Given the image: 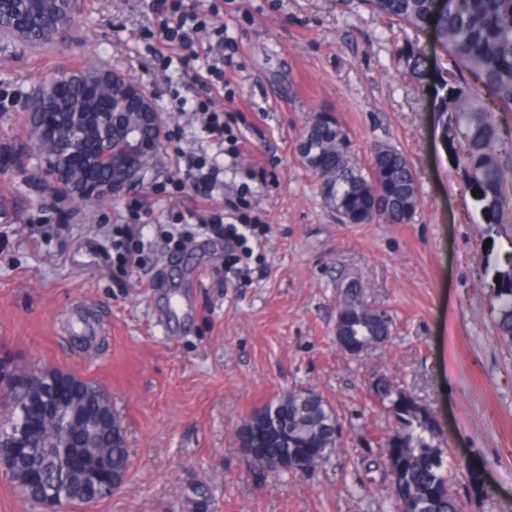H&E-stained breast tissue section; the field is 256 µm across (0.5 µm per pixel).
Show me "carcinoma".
<instances>
[{
	"label": "carcinoma",
	"mask_w": 512,
	"mask_h": 512,
	"mask_svg": "<svg viewBox=\"0 0 512 512\" xmlns=\"http://www.w3.org/2000/svg\"><path fill=\"white\" fill-rule=\"evenodd\" d=\"M370 9L417 32L435 28L440 44L451 61L453 78L442 79L441 101L448 112V138L458 167L463 172V188L474 194L483 223L503 222L506 206L512 202V177L506 172L512 155L504 157L500 148L512 138V129L502 127L496 113L512 116V0H445L440 12L432 10V0H363ZM0 32L16 34L22 41L45 46L52 40L43 14L30 0H3L0 3ZM408 67L420 74L423 53L410 43L399 49ZM154 105L132 87V81L112 70L88 67L80 71L61 70L43 82L29 98L26 111L28 125L37 126L40 117L50 112H86L92 115L83 136H50L36 147L37 153L50 151L63 154L79 144L104 147L112 142V125L135 126L141 113ZM310 148L317 163V177L328 188L325 203L349 212L350 223L370 224L383 221L401 224L409 220L418 203L415 172L403 153L391 146L375 148L370 162L360 164L355 158L348 132L329 112H320L310 121ZM113 165L101 164L95 178L76 180L73 196L92 194L102 183L112 181ZM499 300L498 330L512 340V276L497 291ZM339 310L354 319L368 313L356 285L351 284L340 295ZM94 385L85 383L75 395L76 406L89 420L102 412V404L87 396ZM403 388L390 380L376 386L381 403L394 404ZM32 396L22 385L0 387V432H7L21 420L20 408ZM269 417L274 428L286 416L307 420L306 436L301 446L331 447L336 438L325 430L333 409L321 398H305L296 392L288 394V404L275 406ZM431 411L410 409L397 416L401 428L395 435L403 438L409 457L404 480L413 489V512H460V504L452 493L456 481L448 468L442 448L434 444L437 428L428 415ZM78 438L55 415L48 416L44 430L31 437L28 455L38 461L39 449L47 446L77 447ZM87 445L95 451L128 459V449L114 445L112 426L108 423L87 437ZM289 455L281 442L265 447L263 457L255 464L267 470H278L277 463ZM470 493L486 494L482 470L468 467L463 473Z\"/></svg>",
	"instance_id": "cac0c4a2"
}]
</instances>
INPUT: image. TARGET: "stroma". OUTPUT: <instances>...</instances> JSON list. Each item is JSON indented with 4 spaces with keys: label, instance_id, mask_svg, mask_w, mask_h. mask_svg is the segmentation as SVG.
Here are the masks:
<instances>
[{
    "label": "stroma",
    "instance_id": "stroma-1",
    "mask_svg": "<svg viewBox=\"0 0 512 512\" xmlns=\"http://www.w3.org/2000/svg\"><path fill=\"white\" fill-rule=\"evenodd\" d=\"M238 50L229 88L208 89L179 63L164 65L158 0H81L63 43L33 48L0 35V360L57 367L103 388L127 434L128 474L111 497L63 512H391L394 487L379 461L396 418L374 400L380 379L430 408L458 472L481 466L487 498L453 486L462 512H512V343L498 332L497 271L512 253L503 223L473 215L455 164L444 163L446 115L437 95L448 58L434 32L400 29L359 0H211ZM417 42L424 75L399 49ZM103 67L139 84L180 139L164 142L145 184L93 204L58 201L34 166L23 105L62 69ZM212 98L229 128L202 133L190 110ZM186 110H179V103ZM319 112L335 113L360 162L389 145L413 166L419 202L403 224H344L327 208L299 146ZM235 144L238 158L220 153ZM224 163V186L179 207L160 188L179 149ZM247 195L266 222L241 272L223 236L184 249L158 244L201 212L231 222L224 202ZM138 199L140 214L125 203ZM72 234L45 235L50 224ZM140 224L150 246L120 265L110 230ZM356 281L393 319L378 347L353 357L336 343L340 294ZM100 319L108 332L77 339L68 322ZM311 389L332 406L334 447L305 473L255 466L238 447L247 417L284 391Z\"/></svg>",
    "mask_w": 512,
    "mask_h": 512
}]
</instances>
